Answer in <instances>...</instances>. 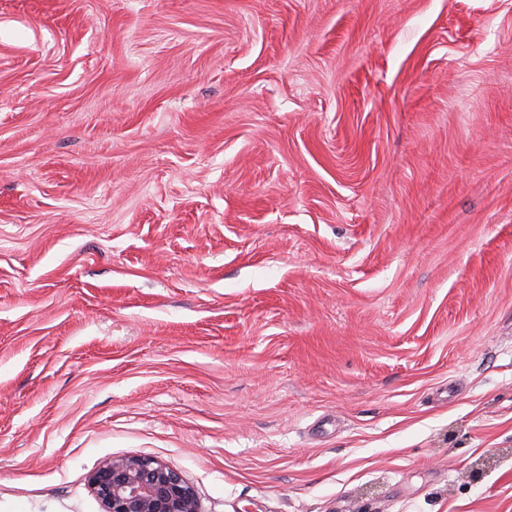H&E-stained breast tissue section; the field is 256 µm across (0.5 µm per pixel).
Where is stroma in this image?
Segmentation results:
<instances>
[{
  "label": "stroma",
  "mask_w": 512,
  "mask_h": 512,
  "mask_svg": "<svg viewBox=\"0 0 512 512\" xmlns=\"http://www.w3.org/2000/svg\"><path fill=\"white\" fill-rule=\"evenodd\" d=\"M119 455L512 512V0H0V512Z\"/></svg>",
  "instance_id": "stroma-1"
}]
</instances>
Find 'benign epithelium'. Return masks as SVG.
<instances>
[{
	"mask_svg": "<svg viewBox=\"0 0 512 512\" xmlns=\"http://www.w3.org/2000/svg\"><path fill=\"white\" fill-rule=\"evenodd\" d=\"M90 485L104 512H202L195 488L151 457L106 458L92 472Z\"/></svg>",
	"mask_w": 512,
	"mask_h": 512,
	"instance_id": "1",
	"label": "benign epithelium"
}]
</instances>
